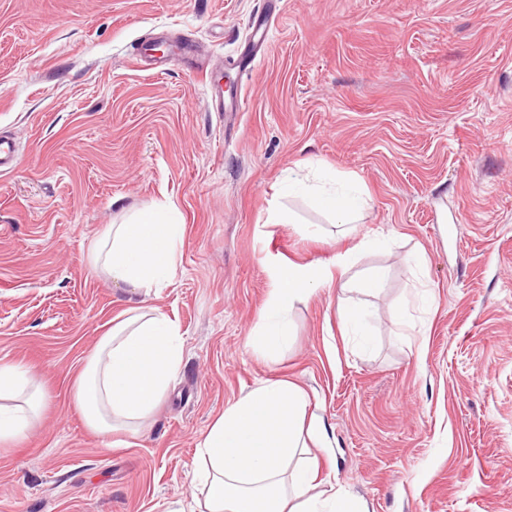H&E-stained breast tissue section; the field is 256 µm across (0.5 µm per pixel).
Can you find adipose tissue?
Listing matches in <instances>:
<instances>
[{"mask_svg": "<svg viewBox=\"0 0 512 512\" xmlns=\"http://www.w3.org/2000/svg\"><path fill=\"white\" fill-rule=\"evenodd\" d=\"M185 226L167 206L138 210L110 224L89 251L94 273L119 288L150 294L165 287L175 269ZM350 257L333 268L288 266L274 273L273 298L249 340L271 351L288 341L295 302L344 275ZM183 338L166 314L138 308L113 319L73 385L86 425L108 437L139 429L166 397L182 363ZM44 390L22 366L0 364V446L19 441L42 412ZM305 392L287 381L261 382L225 409L198 449L196 481L206 512H361L341 492L313 493L307 444H322L317 419L306 416Z\"/></svg>", "mask_w": 512, "mask_h": 512, "instance_id": "adipose-tissue-1", "label": "adipose tissue"}]
</instances>
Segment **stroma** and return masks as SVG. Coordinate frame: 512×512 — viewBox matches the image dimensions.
Masks as SVG:
<instances>
[{"label":"stroma","mask_w":512,"mask_h":512,"mask_svg":"<svg viewBox=\"0 0 512 512\" xmlns=\"http://www.w3.org/2000/svg\"><path fill=\"white\" fill-rule=\"evenodd\" d=\"M258 15L271 37L245 75ZM154 41L196 43L248 111L150 69ZM1 136L19 161L0 173V362L46 403L0 447V512H194L199 443L266 380L320 417L321 490L368 512H512V0H0ZM289 171L366 204L337 223L283 192ZM164 204L185 224L166 288L91 273L104 225ZM343 253V278L293 305L287 347H252L275 270ZM379 268L377 295L352 291ZM133 305L178 323L182 364L147 429L109 447L72 386Z\"/></svg>","instance_id":"1"}]
</instances>
